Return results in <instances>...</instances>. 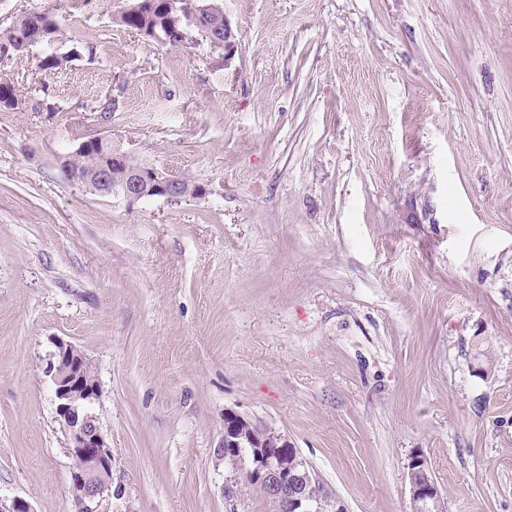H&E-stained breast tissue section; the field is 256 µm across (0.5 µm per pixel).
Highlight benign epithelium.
Listing matches in <instances>:
<instances>
[{
	"instance_id": "benign-epithelium-1",
	"label": "benign epithelium",
	"mask_w": 512,
	"mask_h": 512,
	"mask_svg": "<svg viewBox=\"0 0 512 512\" xmlns=\"http://www.w3.org/2000/svg\"><path fill=\"white\" fill-rule=\"evenodd\" d=\"M209 6L202 5L186 15L181 31L179 47H187L198 41L196 32L205 20ZM236 48V35L230 23L224 22V52L219 61L229 65ZM120 173H115V170ZM101 182L110 186L112 196L134 204L149 197H164L178 200L187 195L199 196L202 190L191 188L176 175L157 178L149 167H129L125 154L112 153V167H103ZM49 375L54 385L56 414L67 437V451L78 461L70 472V493L74 512H104L103 504L113 496L112 483L101 479V474L112 473L114 458L101 431L99 420L90 411L98 399V382H91L85 374V356L73 344L62 339L53 342ZM264 451L258 454L254 473L278 494L293 487L288 498L289 512H311L310 498L302 487L316 480L309 470L296 473L288 469V457L281 449L289 447L288 440L281 434L265 429ZM427 459L415 455L409 466L410 493L413 512H444V498L435 481L419 479L425 474ZM0 512H32L28 501L21 497L11 499L0 497Z\"/></svg>"
}]
</instances>
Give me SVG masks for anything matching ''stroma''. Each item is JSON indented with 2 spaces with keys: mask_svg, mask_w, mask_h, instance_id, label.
<instances>
[{
  "mask_svg": "<svg viewBox=\"0 0 512 512\" xmlns=\"http://www.w3.org/2000/svg\"><path fill=\"white\" fill-rule=\"evenodd\" d=\"M55 9L92 54L0 60V496L72 512L52 338L90 360L106 512H269L222 492L224 417L284 435L346 512H512V0H222L228 67ZM113 97L111 116L95 106ZM93 136L203 195L68 181ZM85 47L86 45L80 40H74L72 48L66 53H51L41 56L38 60V67L42 70L61 69L64 65L80 56ZM428 468L427 459L415 455L409 466L410 469V495L414 512H443L444 498L436 481L426 478L419 479L416 475H425Z\"/></svg>",
  "mask_w": 512,
  "mask_h": 512,
  "instance_id": "stroma-1",
  "label": "stroma"
}]
</instances>
